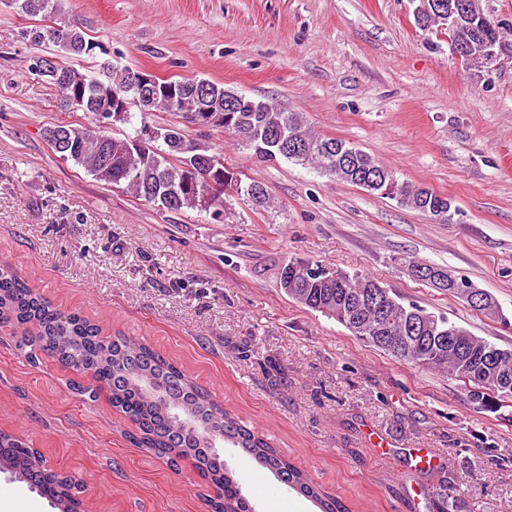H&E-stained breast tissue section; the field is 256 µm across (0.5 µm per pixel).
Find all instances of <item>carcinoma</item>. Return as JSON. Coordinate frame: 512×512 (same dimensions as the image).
I'll return each instance as SVG.
<instances>
[{
	"label": "carcinoma",
	"instance_id": "1",
	"mask_svg": "<svg viewBox=\"0 0 512 512\" xmlns=\"http://www.w3.org/2000/svg\"><path fill=\"white\" fill-rule=\"evenodd\" d=\"M458 2L469 5V9L455 14L454 21L448 25V36L465 48L467 54L461 56V63L470 69L483 62L482 52L488 45L504 38L503 27L485 30L478 25L480 14L484 12L479 0ZM4 3L24 17L53 19L51 25L21 28L20 36L33 45L49 44L73 57L92 56L100 48L78 24L62 19L63 0H4ZM411 3L415 24L421 30L432 31L445 25L427 13L429 0H411ZM101 69L102 77L94 78L42 56L33 57L28 66L31 74L56 86L61 108L81 111L90 119L87 125H56L48 129L46 138L53 151L106 186L126 188L136 197L168 212L198 208L197 194L206 189L208 179L214 174V170L206 166V158L217 152L193 138L189 124L193 123L194 114L208 111L224 118V122L212 124L210 128H222L233 134L260 161L284 158L373 195L393 199L435 220H450L448 198L425 187L398 181L394 172L373 155L342 139L313 134L302 112L279 110L205 78L173 80L156 76L154 82L144 86L139 72L129 67L107 61ZM114 96L143 112H174L185 126L175 135L145 146L141 149L142 155L132 154L129 148L143 129L123 138L108 134L112 112L116 111L112 106ZM228 97L240 98L238 111H224V99ZM278 133L303 141L308 148L306 155L299 159L273 147L270 138ZM236 195L258 207L269 202L264 186L253 179L240 184ZM294 266L321 268L310 260L288 261L279 277V286L285 293L288 292L285 278ZM373 284L375 281L368 277L348 273L338 274L329 285L313 278L302 288L303 298L295 302L331 316L343 325L349 301ZM385 293L392 317L388 335H417L405 320L410 312L437 321L435 329L428 333L427 348L416 354H392L362 336L359 340L411 365L447 372L456 378L462 373L469 374L473 378L471 385L477 388V392L470 395L474 401L493 398V387L500 377L512 381L511 349L503 350L497 370L492 371L483 358L485 350H496L498 346L471 335L468 343L450 352L448 337L466 334L467 328L414 303L406 304L388 289ZM0 323L21 330L20 346L31 365H39L42 356L47 355L65 370L90 376V385L84 386L73 379L68 385L90 399L101 392L107 393L112 408L134 424L135 431L129 434V439L135 447L148 450L173 466L185 457L193 460L200 477L220 490L219 495L208 499L211 512H254V507L224 460L213 453L207 442L192 440L179 430L166 405L155 400L145 386L171 391L188 415L223 432L224 444L247 454L260 468L311 499L320 512H348L339 498L324 492L304 471L224 410L206 389L189 379L162 353L127 336L101 337L99 328L89 319L78 312L63 314L27 279L12 268L2 266ZM30 454L31 448L0 433L3 468L39 492L59 512H80L79 501L73 497L69 498V510H62L65 497L62 475L46 474L28 466Z\"/></svg>",
	"mask_w": 512,
	"mask_h": 512
}]
</instances>
